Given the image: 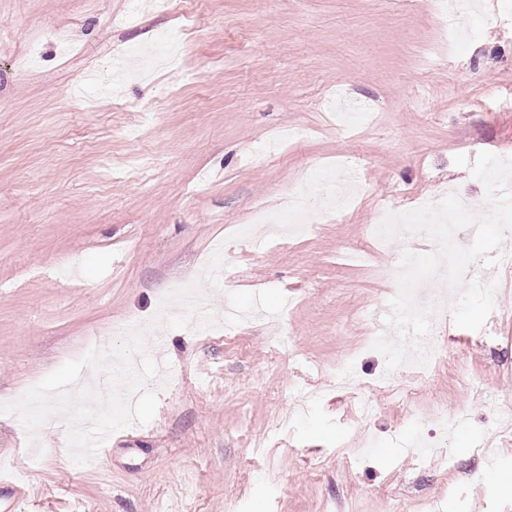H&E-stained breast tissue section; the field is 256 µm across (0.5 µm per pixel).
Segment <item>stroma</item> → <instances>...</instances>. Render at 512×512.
I'll list each match as a JSON object with an SVG mask.
<instances>
[{"mask_svg":"<svg viewBox=\"0 0 512 512\" xmlns=\"http://www.w3.org/2000/svg\"><path fill=\"white\" fill-rule=\"evenodd\" d=\"M129 3L0 0V404L138 325L156 414L82 466L65 416L31 436L0 414V512H512V426L472 394L512 406V267L489 276L482 329L434 322L448 357L401 374L407 398L370 340L403 251L430 242L365 234L383 201L485 208L453 159L512 158V0L464 12L453 54L431 0ZM175 30L177 62L159 63ZM340 90L375 122L343 131L324 105ZM355 159L365 190L340 216L324 186ZM301 192L323 223L256 243L253 209ZM417 441L454 469L423 465Z\"/></svg>","mask_w":512,"mask_h":512,"instance_id":"stroma-1","label":"stroma"}]
</instances>
